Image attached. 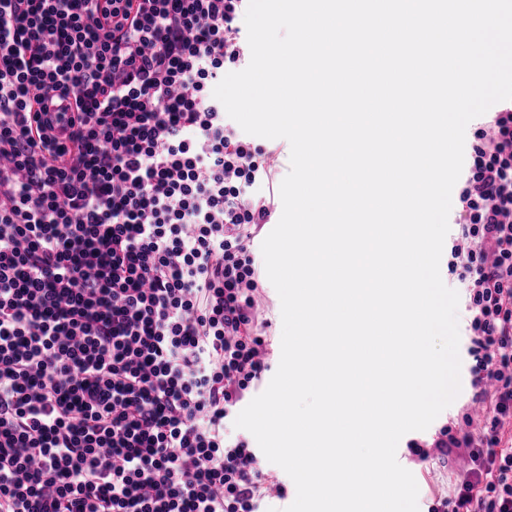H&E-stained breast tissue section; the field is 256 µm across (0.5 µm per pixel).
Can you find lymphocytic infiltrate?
I'll return each instance as SVG.
<instances>
[{"label": "lymphocytic infiltrate", "instance_id": "1", "mask_svg": "<svg viewBox=\"0 0 512 512\" xmlns=\"http://www.w3.org/2000/svg\"><path fill=\"white\" fill-rule=\"evenodd\" d=\"M247 7L0 0V512H260L285 494L226 436L269 368L251 244L275 152L213 96ZM466 158L448 272L483 416L462 406L408 449L470 460L429 512H512V105Z\"/></svg>", "mask_w": 512, "mask_h": 512}]
</instances>
